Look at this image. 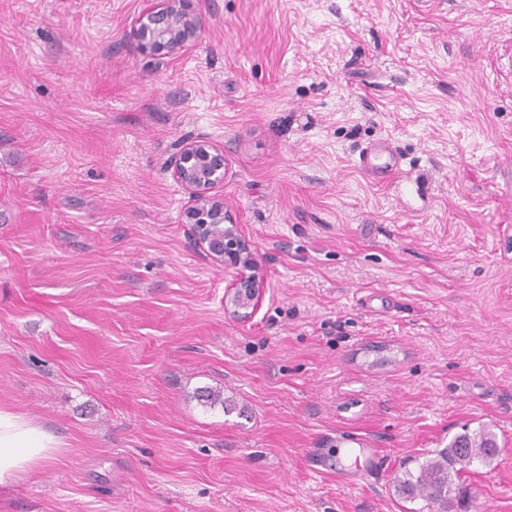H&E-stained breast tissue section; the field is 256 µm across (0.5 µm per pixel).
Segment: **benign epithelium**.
I'll return each instance as SVG.
<instances>
[{
	"instance_id": "obj_1",
	"label": "benign epithelium",
	"mask_w": 512,
	"mask_h": 512,
	"mask_svg": "<svg viewBox=\"0 0 512 512\" xmlns=\"http://www.w3.org/2000/svg\"><path fill=\"white\" fill-rule=\"evenodd\" d=\"M195 0H144L130 37L137 50L160 58L177 56L200 38L204 20ZM174 178L189 195L186 212L194 243L210 259L234 271L224 293V306L233 316L248 319L261 297L264 275L254 243L241 231L224 198L212 189L224 181V150L206 139L186 143L172 166Z\"/></svg>"
}]
</instances>
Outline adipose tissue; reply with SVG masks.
<instances>
[{
    "instance_id": "adipose-tissue-1",
    "label": "adipose tissue",
    "mask_w": 512,
    "mask_h": 512,
    "mask_svg": "<svg viewBox=\"0 0 512 512\" xmlns=\"http://www.w3.org/2000/svg\"><path fill=\"white\" fill-rule=\"evenodd\" d=\"M60 440L26 415L0 407V486L45 465L59 450Z\"/></svg>"
}]
</instances>
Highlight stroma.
<instances>
[{
	"label": "stroma",
	"mask_w": 512,
	"mask_h": 512,
	"mask_svg": "<svg viewBox=\"0 0 512 512\" xmlns=\"http://www.w3.org/2000/svg\"><path fill=\"white\" fill-rule=\"evenodd\" d=\"M142 7L0 0V406L62 443L0 512H410L400 467L481 424L463 508L512 512V0H197L164 59ZM198 137L245 321L172 176ZM130 37L137 50L160 58L177 56L200 38L204 20L195 0H144ZM172 172L191 201L185 224L194 243L215 263L234 271L224 293L225 308L239 319L250 318L262 297L264 275L254 243L233 220L224 198L212 194L227 172L224 150L206 139L187 142ZM384 162H381L382 159ZM359 168L376 182H384L400 173V157L391 139L382 138L366 146L359 154Z\"/></svg>",
	"instance_id": "obj_1"
}]
</instances>
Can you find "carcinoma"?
Segmentation results:
<instances>
[{"label":"carcinoma","mask_w":512,"mask_h":512,"mask_svg":"<svg viewBox=\"0 0 512 512\" xmlns=\"http://www.w3.org/2000/svg\"><path fill=\"white\" fill-rule=\"evenodd\" d=\"M497 453V437L491 429L466 430L416 468L402 467L395 477L396 492L407 501L425 502L429 512H456L466 496L462 474L474 462H487Z\"/></svg>","instance_id":"carcinoma-1"}]
</instances>
